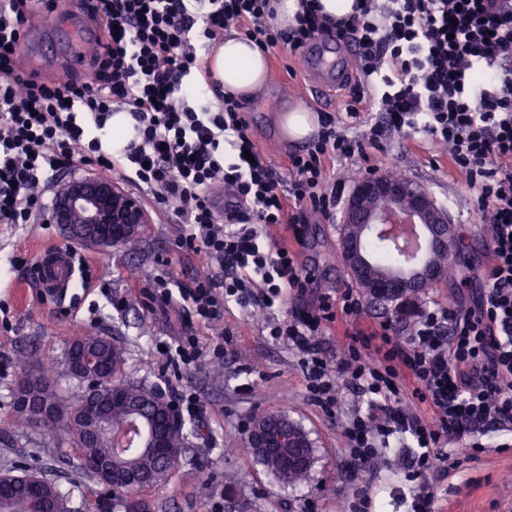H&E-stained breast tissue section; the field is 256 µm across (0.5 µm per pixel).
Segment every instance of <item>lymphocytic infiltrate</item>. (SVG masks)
<instances>
[{"label":"lymphocytic infiltrate","instance_id":"lymphocytic-infiltrate-1","mask_svg":"<svg viewBox=\"0 0 512 512\" xmlns=\"http://www.w3.org/2000/svg\"><path fill=\"white\" fill-rule=\"evenodd\" d=\"M32 3L0 0V223L42 219L41 187L59 173L130 168L128 182L159 214L189 226L183 246L230 270L222 284L188 289L200 319L217 318L229 299L268 309L285 292H304L311 275L296 249L269 244L267 230L290 225L298 242L309 213L339 209L347 185L329 176L336 161L366 156L408 129L447 148L491 227L490 262L463 282L476 292L472 305L418 307L410 336L397 341L390 323L362 327V298L347 289L270 329L300 352L313 405L330 414L342 391L366 398V412L342 427L352 469L377 459L390 437L415 441L411 512H433L449 439L478 451L486 426L512 428V0H361L335 23L318 0H302L287 29L267 21L268 0H82L104 35L88 76L65 83L29 79L17 67L31 19L52 7ZM233 27L265 51L281 46L294 56L322 38L354 50L341 114L319 113V131L289 155L287 177L252 137L241 100L225 96L215 110L187 104L206 93L186 82L199 67L196 42L211 46ZM117 112L133 117L136 138L114 155L87 140L78 117L103 123ZM368 112L384 124L366 141L349 137L344 119ZM219 185L231 197L222 207ZM339 319L346 328L331 362L318 338Z\"/></svg>","mask_w":512,"mask_h":512}]
</instances>
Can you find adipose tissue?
Here are the masks:
<instances>
[{
	"label": "adipose tissue",
	"instance_id": "obj_1",
	"mask_svg": "<svg viewBox=\"0 0 512 512\" xmlns=\"http://www.w3.org/2000/svg\"><path fill=\"white\" fill-rule=\"evenodd\" d=\"M208 68L224 94L249 98L258 93L267 77V61L257 45L236 32L224 37L207 57Z\"/></svg>",
	"mask_w": 512,
	"mask_h": 512
}]
</instances>
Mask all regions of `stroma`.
Returning <instances> with one entry per match:
<instances>
[{"instance_id": "stroma-1", "label": "stroma", "mask_w": 512, "mask_h": 512, "mask_svg": "<svg viewBox=\"0 0 512 512\" xmlns=\"http://www.w3.org/2000/svg\"><path fill=\"white\" fill-rule=\"evenodd\" d=\"M274 53L266 87L249 99L247 118L255 140L284 177L289 153L302 145L283 138L278 116L297 103L306 80L298 59L279 47ZM282 57L289 58L296 77L282 72ZM19 66L37 77L88 74L86 67L72 66L67 32L61 27L33 26ZM442 154L432 143L418 148L407 137L392 135L369 159L336 164L337 177L352 182L363 179L371 167L377 174L395 172L422 185L447 211L460 238L456 279L435 283L395 306L364 297L367 317L391 322L399 341L410 333L417 305H456L462 279L489 256L490 227L479 221L476 194L442 162ZM340 220L337 214L313 216L303 227L299 254L312 276L306 291L267 310L231 302L209 322L190 316L187 302L163 306L154 298V279L163 272L175 290L195 287L209 275L222 276L220 267L203 266L181 248L185 225L151 214L140 229L139 248L128 250L78 244L55 224H0V472H41L67 496L71 512H123L102 485L73 468L77 450L71 443L22 425L13 405L24 357L52 364L56 384L75 393L80 383L66 369L69 342L78 334L105 336L125 351V379L161 391L168 399L194 395L202 406L200 415L185 420L186 428H198L199 433L190 438L179 467L168 482L147 493L151 512H341L348 502L356 512H404L392 490L407 483L405 458L411 445L390 447L362 470L351 471L341 422L362 408L361 399L346 395L342 413L332 416L314 406L297 351L269 334L270 324L288 320L321 293L351 287L338 246ZM45 245L73 250L85 263L59 300H43L29 286L35 251ZM119 298L125 305L117 309L112 302ZM183 336L196 337L202 354L176 369L167 364L165 350ZM266 413L286 415L312 439L315 461L304 485L278 480L246 452L253 420ZM506 439L505 433H488L489 447L478 453L448 445L455 468L434 487L435 512H512V447H506Z\"/></svg>"}]
</instances>
